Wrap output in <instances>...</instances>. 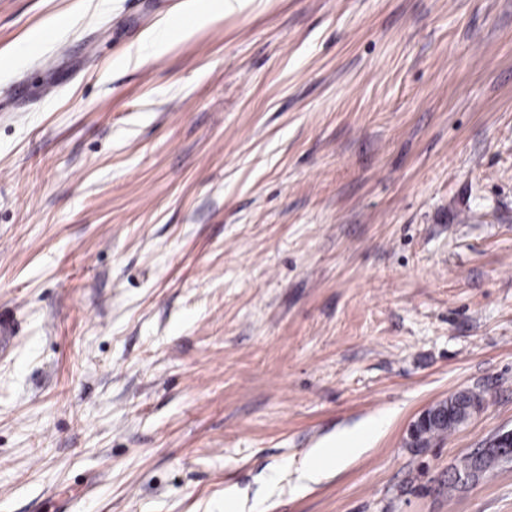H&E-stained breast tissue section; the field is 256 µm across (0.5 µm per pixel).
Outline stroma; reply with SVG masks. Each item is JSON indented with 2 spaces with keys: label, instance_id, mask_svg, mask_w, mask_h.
Here are the masks:
<instances>
[{
  "label": "stroma",
  "instance_id": "stroma-1",
  "mask_svg": "<svg viewBox=\"0 0 512 512\" xmlns=\"http://www.w3.org/2000/svg\"><path fill=\"white\" fill-rule=\"evenodd\" d=\"M2 315L0 512H512V0H0ZM478 404L479 398L476 394L469 391H461L448 399V403H444L443 406L448 408L447 419H445V414L426 419L435 410L433 408L425 410L410 429L411 441L415 442L417 435L415 425L421 420L426 419L420 428L421 445H425L460 427L472 414L468 409L470 407L475 409ZM479 448H476L472 454L464 457L462 460V468L467 471L471 480H476L481 477L490 475L498 466L500 462H505L495 454H479L473 453ZM339 456L331 451L320 450L303 462V474L307 479L315 478L321 471L333 467Z\"/></svg>",
  "mask_w": 512,
  "mask_h": 512
}]
</instances>
